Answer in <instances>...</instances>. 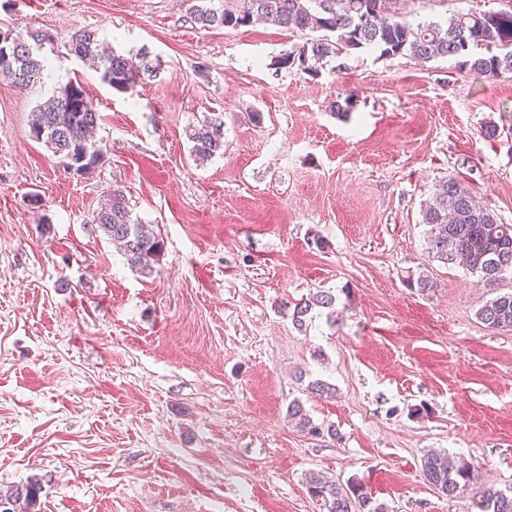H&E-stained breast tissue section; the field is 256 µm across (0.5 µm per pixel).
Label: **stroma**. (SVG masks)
<instances>
[{"instance_id":"35a3bbf8","label":"stroma","mask_w":512,"mask_h":512,"mask_svg":"<svg viewBox=\"0 0 512 512\" xmlns=\"http://www.w3.org/2000/svg\"><path fill=\"white\" fill-rule=\"evenodd\" d=\"M511 6L420 0L413 19ZM188 7L0 0V27L53 37L40 81L0 80V487L38 478L40 512H321L314 472L384 512H469L422 474L446 452L512 489V332L477 317L512 284L429 260L421 222L453 175L512 224V75L368 50L278 70L299 37L204 29ZM84 29L149 51L157 78L112 90L67 50ZM72 79L102 115L88 176L29 137ZM214 116L224 151L200 165L186 130ZM116 188L164 240L152 277L90 222ZM320 290L334 313L298 330ZM315 379L335 396L308 394ZM295 399L336 438L289 422ZM336 305V296L331 292H317L305 300L301 299L295 303L291 314V319L298 329H302L306 325L309 314L315 309L323 308L333 312Z\"/></svg>"}]
</instances>
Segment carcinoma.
Here are the masks:
<instances>
[{
  "label": "carcinoma",
  "mask_w": 512,
  "mask_h": 512,
  "mask_svg": "<svg viewBox=\"0 0 512 512\" xmlns=\"http://www.w3.org/2000/svg\"><path fill=\"white\" fill-rule=\"evenodd\" d=\"M399 4L400 0H235L222 10L194 5L192 15L203 28H238L271 20L304 39L276 65L296 66L308 73L318 72L329 59L376 49L382 56L408 55L424 62L454 57L460 67L489 77L512 74V10L457 11L443 20L415 24L399 11ZM50 43L52 35L39 28H0V73L20 86L35 83L46 67L42 51ZM68 51L97 63L102 80L118 92H128L156 77L153 72L141 75L148 52L139 53L135 63L133 58L105 47L91 30L76 32ZM99 121L93 100L80 83L71 80L32 112L29 136L58 157L65 170L90 175L103 158L102 147L92 139ZM188 139L193 143L194 158L207 161L224 147V121L207 119L189 128ZM90 223L118 246L132 269L144 277L153 275L164 241L132 216L122 190H112L108 203L92 214ZM421 223L428 226L431 259L447 265L459 261L488 286L512 275V224L501 222L493 210L476 204L456 177L450 175L435 184L433 203L421 210ZM335 305L333 293L318 292L294 304L292 322L301 329L313 309L331 311ZM477 315L493 330L511 331L512 293L487 301ZM287 413L308 435L336 437L332 425L315 423L298 400L288 405ZM422 471L430 485L450 498L476 479L468 463L442 453L426 455ZM306 489L325 512H383L356 479L343 484L311 473ZM41 490L38 479L0 490V512H15L20 503L28 512H36ZM472 506L477 512H512V494L485 486Z\"/></svg>",
  "instance_id": "obj_1"
}]
</instances>
